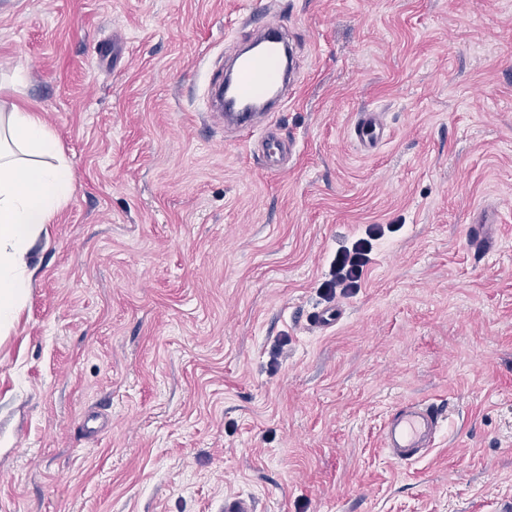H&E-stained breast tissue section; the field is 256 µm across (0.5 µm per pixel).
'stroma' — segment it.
Listing matches in <instances>:
<instances>
[{
    "label": "stroma",
    "mask_w": 512,
    "mask_h": 512,
    "mask_svg": "<svg viewBox=\"0 0 512 512\" xmlns=\"http://www.w3.org/2000/svg\"><path fill=\"white\" fill-rule=\"evenodd\" d=\"M257 2L299 63L245 140L203 96ZM18 69L75 194L0 338V512H512V0H8ZM402 403L446 414L409 464ZM354 134L358 144L365 151H372L387 136V128L380 112H361L354 125ZM383 236L381 229L370 230L369 238L357 240L351 248H346L336 253L333 262L332 279L327 284L331 294L336 292L337 288L349 290L358 288L359 281L370 260L372 251L371 240L379 239ZM443 422L442 415L430 405H400L383 425V446L393 459L401 463H411L433 448Z\"/></svg>",
    "instance_id": "1"
}]
</instances>
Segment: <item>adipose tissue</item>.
Returning a JSON list of instances; mask_svg holds the SVG:
<instances>
[{"instance_id": "obj_1", "label": "adipose tissue", "mask_w": 512, "mask_h": 512, "mask_svg": "<svg viewBox=\"0 0 512 512\" xmlns=\"http://www.w3.org/2000/svg\"><path fill=\"white\" fill-rule=\"evenodd\" d=\"M74 197L70 163L38 113L0 111V334L13 329L34 274L33 247Z\"/></svg>"}]
</instances>
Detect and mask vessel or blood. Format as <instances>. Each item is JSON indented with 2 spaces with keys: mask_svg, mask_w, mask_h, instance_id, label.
Segmentation results:
<instances>
[{
  "mask_svg": "<svg viewBox=\"0 0 512 512\" xmlns=\"http://www.w3.org/2000/svg\"><path fill=\"white\" fill-rule=\"evenodd\" d=\"M252 23L261 38L260 47L237 50L229 59L230 84L224 89L221 107L225 125L246 134L254 129L261 110H272L283 101L289 82L284 58L290 42L288 25L261 14ZM354 134L369 152L384 141L387 128L380 113L363 112L356 119ZM443 422L432 406L400 405L383 425V446L398 462H413L432 449Z\"/></svg>",
  "mask_w": 512,
  "mask_h": 512,
  "instance_id": "vessel-or-blood-1",
  "label": "vessel or blood"
}]
</instances>
